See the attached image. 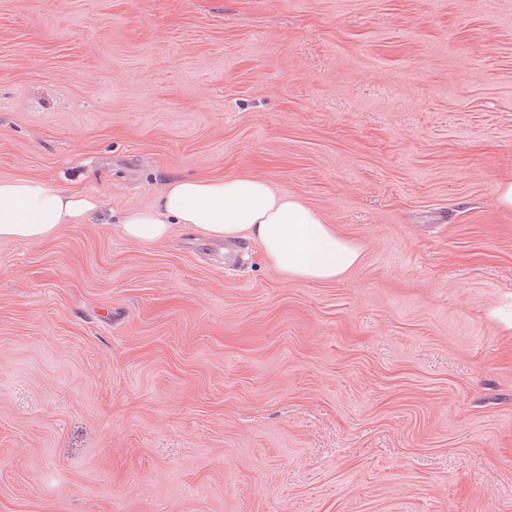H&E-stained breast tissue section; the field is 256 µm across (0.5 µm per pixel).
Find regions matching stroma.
Masks as SVG:
<instances>
[{
    "mask_svg": "<svg viewBox=\"0 0 512 512\" xmlns=\"http://www.w3.org/2000/svg\"><path fill=\"white\" fill-rule=\"evenodd\" d=\"M512 0H0V512H512ZM253 173L340 278L119 217ZM98 198L35 177L0 179V239L47 240L59 224H81Z\"/></svg>",
    "mask_w": 512,
    "mask_h": 512,
    "instance_id": "stroma-1",
    "label": "stroma"
}]
</instances>
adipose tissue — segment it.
Wrapping results in <instances>:
<instances>
[{
    "label": "adipose tissue",
    "instance_id": "adipose-tissue-1",
    "mask_svg": "<svg viewBox=\"0 0 512 512\" xmlns=\"http://www.w3.org/2000/svg\"><path fill=\"white\" fill-rule=\"evenodd\" d=\"M99 205L90 194L40 178L0 179V239H49L59 225L83 223ZM120 224L128 239L144 243L166 240L175 224L218 240L252 239L278 272L312 281L336 279L361 259L360 247L301 198L249 174L168 182L151 206L125 212Z\"/></svg>",
    "mask_w": 512,
    "mask_h": 512
}]
</instances>
